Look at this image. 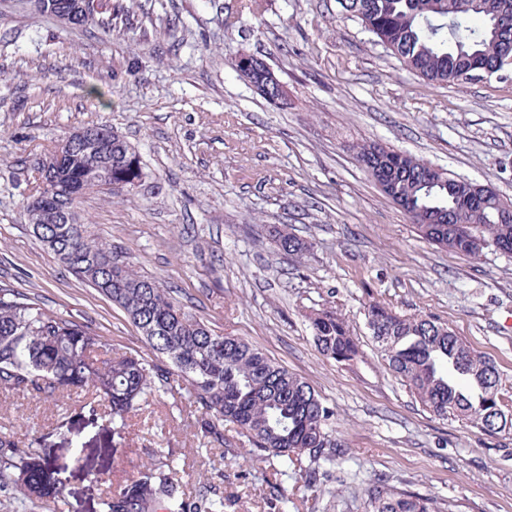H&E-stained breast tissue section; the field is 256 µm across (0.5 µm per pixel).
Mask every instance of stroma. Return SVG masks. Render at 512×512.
I'll return each instance as SVG.
<instances>
[{
	"label": "stroma",
	"mask_w": 512,
	"mask_h": 512,
	"mask_svg": "<svg viewBox=\"0 0 512 512\" xmlns=\"http://www.w3.org/2000/svg\"><path fill=\"white\" fill-rule=\"evenodd\" d=\"M112 35L68 27L32 0H0V289L86 322L108 356L145 354L123 311L76 278L32 234L26 206L39 162L71 133L111 127L139 153L130 192L84 195L87 232L193 316L238 336L306 379L335 411L346 448L320 494L277 477L246 446L199 444L188 397L145 403L112 450V422L89 393L53 402L0 393V434L35 439L59 483L25 499L0 480V512H99L152 452L199 482L223 473L228 512H368L381 481L450 504L512 512V432L494 436L423 409L371 338V301L429 315L492 359L512 408V258H471L422 239L379 190L353 147L379 141L512 199V68L438 85L409 72L343 15L337 0H118ZM248 53L288 89L265 100L232 68ZM308 243L283 255L270 231ZM345 315L360 355L344 365L315 345L308 315Z\"/></svg>",
	"instance_id": "stroma-1"
}]
</instances>
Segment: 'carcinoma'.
I'll list each match as a JSON object with an SVG mask.
<instances>
[{
	"label": "carcinoma",
	"instance_id": "obj_1",
	"mask_svg": "<svg viewBox=\"0 0 512 512\" xmlns=\"http://www.w3.org/2000/svg\"><path fill=\"white\" fill-rule=\"evenodd\" d=\"M343 11L404 66L438 84L472 80L478 68L512 55V0H339ZM112 0H88L79 26L112 25ZM238 76L251 83L261 61L247 55L233 63ZM371 177L383 165L395 170L396 192L409 218L426 240L456 253L478 256L497 246L512 257V218L500 214L497 202L478 205L472 229L452 223L458 202L475 183L428 164L406 152L377 142L354 146ZM112 176L135 188L144 177L136 151L125 141L112 143L106 156ZM49 156L37 169L40 202L27 207L31 224L55 239L48 247L79 278L89 282L119 307L150 348L146 355L98 359L100 336L87 324L65 318L37 300L0 289V389L43 399L88 391L109 408L113 433L122 438L142 404L161 394L184 391L198 412L195 437L226 447L224 427L235 429L255 456L281 475L307 461L298 471L304 486L314 490L328 469L345 456L336 438L335 411L305 380L273 361L260 349L235 336L214 332L194 317L155 281L135 272L114 256L112 245L88 235L83 224L57 223L60 208H76L89 191L108 186L83 169L78 150L68 159L58 181L43 182L54 167ZM278 250L299 258L306 243L288 231L273 229ZM366 320L388 370L419 403L440 419H459L495 435L512 429V410L498 397L500 372L488 357L475 351L444 323L430 317H407L379 302L366 307ZM319 351L338 363L354 360L359 341L336 309L309 316ZM12 472L23 497L45 496L54 486L55 463L19 449L11 437L0 436V473ZM224 512V497L213 486L193 492L170 458L138 468L130 484L113 489L101 512ZM369 512H446L442 503L395 486L369 495Z\"/></svg>",
	"mask_w": 512,
	"mask_h": 512
}]
</instances>
